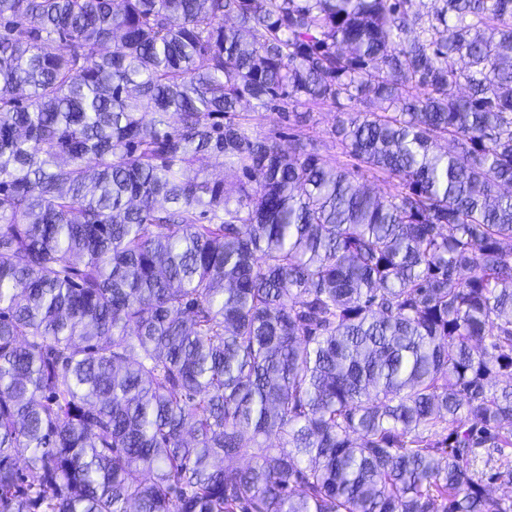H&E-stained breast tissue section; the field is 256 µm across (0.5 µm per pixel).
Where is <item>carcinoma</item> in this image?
Here are the masks:
<instances>
[{"instance_id":"obj_1","label":"carcinoma","mask_w":512,"mask_h":512,"mask_svg":"<svg viewBox=\"0 0 512 512\" xmlns=\"http://www.w3.org/2000/svg\"><path fill=\"white\" fill-rule=\"evenodd\" d=\"M441 2L0 0V512H512V0ZM337 113V108L331 106L313 108L309 113L305 132L314 140L323 156L344 163L345 167L354 171L357 161L341 154L340 146L331 134ZM253 119L247 125L248 133L257 138L273 137L285 150L290 147V134L293 132L295 117L293 113L288 114L278 111H262L251 113ZM288 115L289 118L288 119Z\"/></svg>"}]
</instances>
